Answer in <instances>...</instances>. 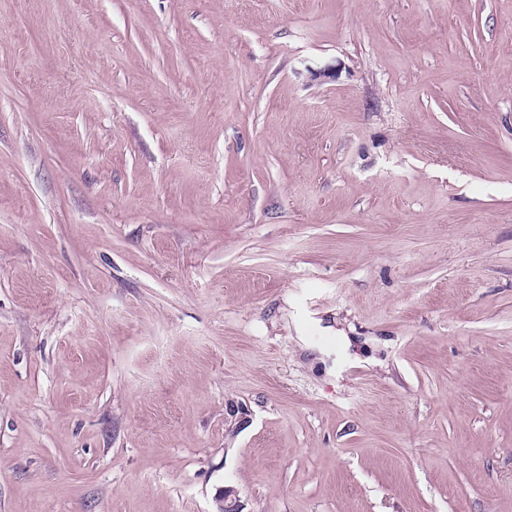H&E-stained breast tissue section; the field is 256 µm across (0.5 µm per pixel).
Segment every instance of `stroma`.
<instances>
[{
  "label": "stroma",
  "mask_w": 512,
  "mask_h": 512,
  "mask_svg": "<svg viewBox=\"0 0 512 512\" xmlns=\"http://www.w3.org/2000/svg\"><path fill=\"white\" fill-rule=\"evenodd\" d=\"M226 488L512 512V0H0V512Z\"/></svg>",
  "instance_id": "stroma-1"
}]
</instances>
